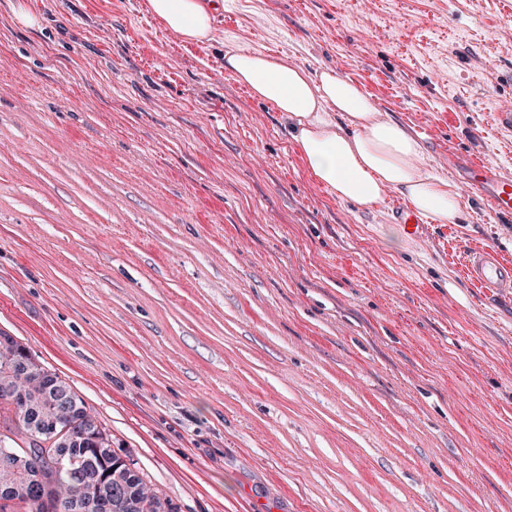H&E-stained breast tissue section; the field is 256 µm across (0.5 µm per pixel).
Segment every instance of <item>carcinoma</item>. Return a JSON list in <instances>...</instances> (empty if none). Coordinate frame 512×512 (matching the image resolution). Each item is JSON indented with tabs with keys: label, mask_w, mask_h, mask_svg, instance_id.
<instances>
[{
	"label": "carcinoma",
	"mask_w": 512,
	"mask_h": 512,
	"mask_svg": "<svg viewBox=\"0 0 512 512\" xmlns=\"http://www.w3.org/2000/svg\"><path fill=\"white\" fill-rule=\"evenodd\" d=\"M0 487L22 512H175L60 377L0 332Z\"/></svg>",
	"instance_id": "obj_1"
}]
</instances>
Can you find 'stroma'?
<instances>
[{"mask_svg": "<svg viewBox=\"0 0 512 512\" xmlns=\"http://www.w3.org/2000/svg\"><path fill=\"white\" fill-rule=\"evenodd\" d=\"M207 5L198 43L149 0H0V332L177 512H512V299L463 267L512 261L466 183L512 173V0ZM236 48L359 84L461 219L337 200Z\"/></svg>", "mask_w": 512, "mask_h": 512, "instance_id": "1", "label": "stroma"}]
</instances>
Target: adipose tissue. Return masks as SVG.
Segmentation results:
<instances>
[{"instance_id":"adipose-tissue-1","label":"adipose tissue","mask_w":512,"mask_h":512,"mask_svg":"<svg viewBox=\"0 0 512 512\" xmlns=\"http://www.w3.org/2000/svg\"><path fill=\"white\" fill-rule=\"evenodd\" d=\"M149 3L184 39H211L213 16L202 0ZM224 68L254 98L281 112L309 174L337 200L371 206L393 190L434 223L459 218L457 193L422 166L419 141L378 112L351 79L331 69L312 74L284 59L244 50L226 51Z\"/></svg>"}]
</instances>
